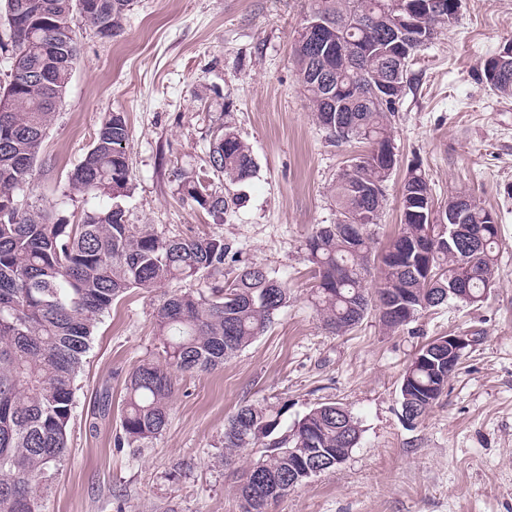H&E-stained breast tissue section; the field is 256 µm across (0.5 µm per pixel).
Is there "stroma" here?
Wrapping results in <instances>:
<instances>
[{
	"label": "stroma",
	"mask_w": 512,
	"mask_h": 512,
	"mask_svg": "<svg viewBox=\"0 0 512 512\" xmlns=\"http://www.w3.org/2000/svg\"><path fill=\"white\" fill-rule=\"evenodd\" d=\"M313 0H132L124 32L100 37L76 19L79 59L33 172L27 202L77 219L92 200L64 192L110 113L130 129L132 224L167 238L223 237L226 269L254 263L291 291L269 330L224 365L178 375L169 422L146 448H117L128 374L162 361L154 311L164 289L131 290L98 323L74 381L68 453L47 512H241L237 476L259 459L224 462V427L245 404L270 405L282 429L310 409L344 404L361 438L269 512H512V97L481 79L484 60L512 43V0H462L457 20L419 51L412 84L391 119L397 163L379 223L381 252L400 224L411 167L434 200L467 193L498 217L496 282L487 299L451 301L387 331L377 313L342 335L314 305L305 241L336 221V177L365 144L338 143L319 126L296 77L294 33ZM231 121L256 171L214 223L183 200L175 173L206 166L209 130ZM472 337L459 371L417 425L402 417L401 376L439 336ZM109 393L111 410L98 413Z\"/></svg>",
	"instance_id": "stroma-1"
}]
</instances>
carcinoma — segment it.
Wrapping results in <instances>:
<instances>
[{
	"label": "carcinoma",
	"mask_w": 512,
	"mask_h": 512,
	"mask_svg": "<svg viewBox=\"0 0 512 512\" xmlns=\"http://www.w3.org/2000/svg\"><path fill=\"white\" fill-rule=\"evenodd\" d=\"M24 3L32 30L22 34L19 67L38 80L0 87L12 100L0 113V512H45L42 493L52 484L68 452L67 431L74 402V381L90 348L94 329L114 302L131 289L150 292L180 284L155 308L164 363L137 365L126 382L118 448H145L169 421L175 393L174 374L213 369L234 357L270 327L274 314L288 304L290 290L272 272L246 266L224 279L231 247L221 237L167 239L148 224H130L121 199L127 196L129 128L125 116L112 113L101 125L81 162L68 178L66 196L105 198L72 224L24 202V191L40 161L42 144L64 99L78 61L73 29L78 0H4L5 14ZM86 17L104 37L123 30L131 0H99ZM396 0H315L311 20H324L336 38L307 37L299 29L293 59L298 82L312 104L317 123L339 141L369 145L351 159L336 179V219L306 241L316 266L315 307L325 329L342 333L357 325L373 302L366 288L371 274L372 240L366 232L352 242L339 225L363 212L365 226L378 223L393 172L391 162L374 154L377 139H393L390 117L396 102L386 99L388 36ZM419 0L420 37L416 53L451 25L457 0H443L445 11L430 13ZM362 42L354 56L339 42ZM491 91L512 96V69L492 80ZM362 76L363 97L336 90ZM255 162L249 144L229 122L212 128L208 170L178 175V190L204 209L217 224L236 204L230 187L250 179ZM415 188L433 203L430 184L418 168L409 171L403 189ZM470 235L482 239L473 255L438 246L431 263L435 281L419 278L418 247L438 225L412 214L417 206L401 195L400 229L377 256L375 292L394 289L397 306L413 295L415 313L448 301V287L465 278L468 296L478 304L495 284L500 227L488 228L491 210L473 197L464 203ZM439 339L422 346L419 358L402 375L399 393L405 412L419 421L433 406L430 393L449 378L448 359ZM279 413L268 405L240 407L224 428V456L262 447L261 457L245 469L236 492L242 512H267L268 506L297 487L292 467L299 461L334 467L360 440L357 418L345 406L322 403L294 427L278 433Z\"/></svg>",
	"instance_id": "cac0c4a2"
}]
</instances>
